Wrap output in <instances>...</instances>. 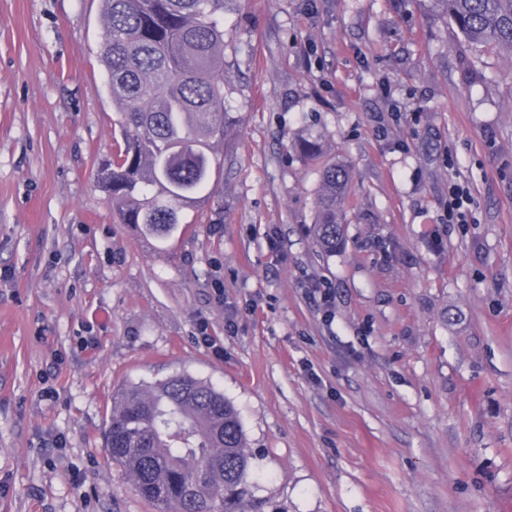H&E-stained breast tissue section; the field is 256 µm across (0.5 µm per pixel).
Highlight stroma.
Here are the masks:
<instances>
[{"instance_id":"obj_1","label":"stroma","mask_w":512,"mask_h":512,"mask_svg":"<svg viewBox=\"0 0 512 512\" xmlns=\"http://www.w3.org/2000/svg\"><path fill=\"white\" fill-rule=\"evenodd\" d=\"M103 26L0 0V512H156L102 429L177 374L238 409L256 512H512V53L434 0H230L214 188L161 242L97 179ZM310 131L350 171L333 252Z\"/></svg>"}]
</instances>
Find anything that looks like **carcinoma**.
I'll list each match as a JSON object with an SVG mask.
<instances>
[{
	"instance_id": "1",
	"label": "carcinoma",
	"mask_w": 512,
	"mask_h": 512,
	"mask_svg": "<svg viewBox=\"0 0 512 512\" xmlns=\"http://www.w3.org/2000/svg\"><path fill=\"white\" fill-rule=\"evenodd\" d=\"M465 41L512 52V0H437ZM227 0H103L100 61L125 140L100 179L122 224L172 237L219 165L224 119ZM320 156L310 134L297 143ZM349 174L322 168L315 236L325 251L343 238ZM105 448L157 512H245L251 451L237 409L189 374L130 384L112 394Z\"/></svg>"
}]
</instances>
